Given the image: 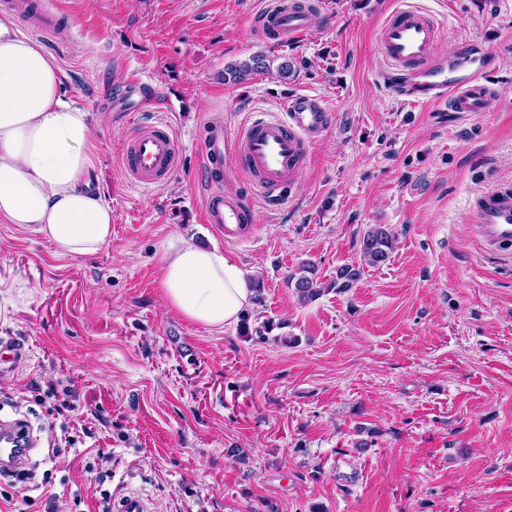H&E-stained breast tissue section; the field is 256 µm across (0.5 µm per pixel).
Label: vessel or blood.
I'll list each match as a JSON object with an SVG mask.
<instances>
[{
    "instance_id": "vessel-or-blood-1",
    "label": "vessel or blood",
    "mask_w": 512,
    "mask_h": 512,
    "mask_svg": "<svg viewBox=\"0 0 512 512\" xmlns=\"http://www.w3.org/2000/svg\"><path fill=\"white\" fill-rule=\"evenodd\" d=\"M263 22L276 38L292 40L308 32L311 13L301 0H282L264 12ZM439 32L438 19L415 6L395 10L382 25L379 51L386 67L381 77L389 92L401 102L438 105L460 117L493 110L498 93L483 74L484 47L464 42L444 54L438 47ZM284 107L283 116H256L235 137L216 130L203 147L205 221L227 244L256 238V201L284 205L286 191L303 168L310 145L334 123L333 112L317 95H291ZM177 161L174 137L158 126L143 125L126 141L124 166L140 186L164 185ZM243 173L249 176L247 187L237 193L225 192V180ZM476 221V231L489 249L511 245L512 191L484 196L476 209Z\"/></svg>"
}]
</instances>
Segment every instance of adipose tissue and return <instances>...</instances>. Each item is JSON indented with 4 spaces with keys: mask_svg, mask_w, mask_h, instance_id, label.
<instances>
[{
    "mask_svg": "<svg viewBox=\"0 0 512 512\" xmlns=\"http://www.w3.org/2000/svg\"><path fill=\"white\" fill-rule=\"evenodd\" d=\"M65 75L42 44L0 14V219L39 233L57 255L96 254L112 239V208L95 186L96 138L87 112L64 101ZM167 306L223 330L252 306L246 271L182 236L162 254Z\"/></svg>",
    "mask_w": 512,
    "mask_h": 512,
    "instance_id": "obj_1",
    "label": "adipose tissue"
}]
</instances>
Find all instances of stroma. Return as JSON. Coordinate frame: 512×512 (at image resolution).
<instances>
[{
    "mask_svg": "<svg viewBox=\"0 0 512 512\" xmlns=\"http://www.w3.org/2000/svg\"><path fill=\"white\" fill-rule=\"evenodd\" d=\"M271 2L0 0L89 113L92 178L112 207L111 241L85 257L0 222V281L15 303L0 342L24 349L0 369V420L27 419L38 440L22 489L0 478V512H108L131 492L153 512H512V254L485 251L474 221L481 196L512 187V0H314L292 42L258 32ZM405 5L438 18L441 52L489 49L495 111L456 119L386 91L377 32ZM255 55L271 68L225 81ZM131 77L155 103L112 111ZM294 93L322 96L334 124L287 202L257 203L256 242L224 244L204 222L211 121L236 134ZM146 123L166 125L180 153L150 190L121 161ZM375 224L396 243L369 266ZM176 235L262 282L250 326L283 323L298 344L169 309L159 260ZM345 264L361 279L330 289ZM302 275L317 299L298 297ZM90 467L109 474L93 491Z\"/></svg>",
    "mask_w": 512,
    "mask_h": 512,
    "instance_id": "stroma-1",
    "label": "stroma"
}]
</instances>
